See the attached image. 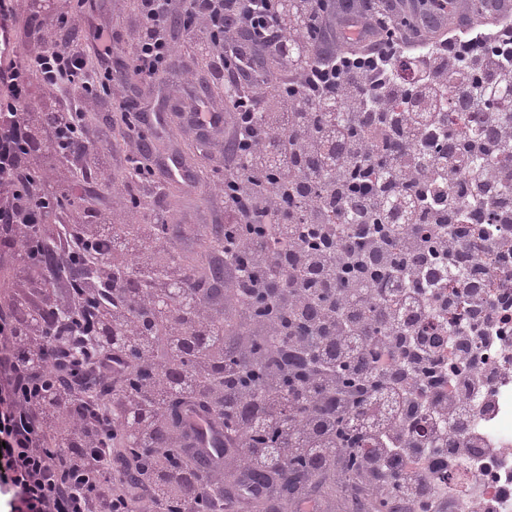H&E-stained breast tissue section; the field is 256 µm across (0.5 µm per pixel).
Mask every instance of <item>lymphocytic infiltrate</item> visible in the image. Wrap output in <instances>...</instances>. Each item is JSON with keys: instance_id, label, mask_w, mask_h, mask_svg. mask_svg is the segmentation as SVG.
<instances>
[{"instance_id": "f902f5d3", "label": "lymphocytic infiltrate", "mask_w": 512, "mask_h": 512, "mask_svg": "<svg viewBox=\"0 0 512 512\" xmlns=\"http://www.w3.org/2000/svg\"><path fill=\"white\" fill-rule=\"evenodd\" d=\"M127 68L110 66L118 41L93 28L99 65L81 46L36 38L10 55L14 0H0V227L22 260L16 300L0 307V463L10 473V512H276L280 489L313 504L302 482L343 481L372 512H458L474 468L452 477L415 460L413 436L474 443L466 420L447 421L464 399L447 394L474 342L499 340L512 322V0H299L282 22L280 0H137ZM205 34L199 49L223 98L203 101L177 67L176 32ZM56 111L30 115L29 72ZM166 88L194 111L217 115L220 177L209 223L160 207L171 153L151 146L148 115L130 84ZM107 102L123 124L122 154L98 150L86 111ZM50 156L110 190L94 224L58 225L54 259L28 226L57 197ZM161 210L178 242L214 236L208 284L173 260V242L146 210ZM485 307L471 322L464 313ZM111 315V346H83L59 331ZM205 333L224 371L183 370L181 343ZM70 398L52 404L51 392ZM403 409L380 433L348 422L372 414L380 394ZM197 405L224 428L226 451L192 472L198 454L172 405ZM151 410L129 444L130 414ZM285 426L282 454L297 468L258 480V416Z\"/></svg>"}]
</instances>
